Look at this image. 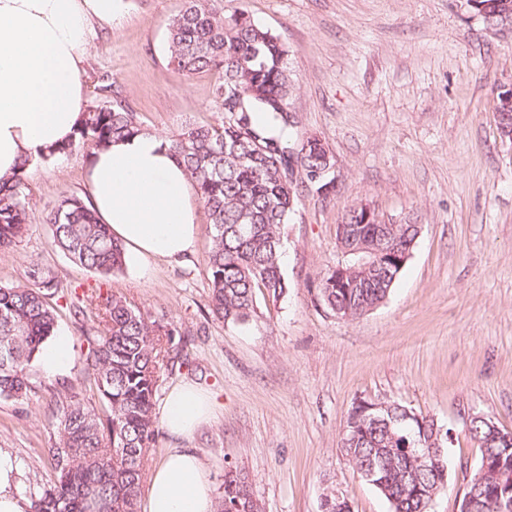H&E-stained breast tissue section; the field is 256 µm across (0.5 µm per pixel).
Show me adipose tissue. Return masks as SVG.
Wrapping results in <instances>:
<instances>
[{
	"label": "adipose tissue",
	"instance_id": "adipose-tissue-1",
	"mask_svg": "<svg viewBox=\"0 0 512 512\" xmlns=\"http://www.w3.org/2000/svg\"><path fill=\"white\" fill-rule=\"evenodd\" d=\"M125 8V0H0V180L73 137L87 110L90 33ZM84 181L99 222L123 243L127 259L145 267L193 250L194 184L163 136L142 132L95 151ZM210 412L208 397L184 384L167 395L161 423L183 438ZM144 512H213L208 471L195 449H172L153 467Z\"/></svg>",
	"mask_w": 512,
	"mask_h": 512
}]
</instances>
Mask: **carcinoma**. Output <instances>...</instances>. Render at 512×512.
Returning a JSON list of instances; mask_svg holds the SVG:
<instances>
[{
    "label": "carcinoma",
    "mask_w": 512,
    "mask_h": 512,
    "mask_svg": "<svg viewBox=\"0 0 512 512\" xmlns=\"http://www.w3.org/2000/svg\"><path fill=\"white\" fill-rule=\"evenodd\" d=\"M169 64L190 77L216 73L212 96L224 112V91L241 87L244 100L231 116L214 123L189 124L169 139L170 150L192 179L207 209L212 314L228 323L244 324L257 313L258 297L275 302L288 290L282 267V227L295 211L299 182L288 179L292 163L310 170L327 166L326 150L316 136L285 146L294 121L288 112L291 79L288 49L271 31L243 10L224 15L219 0H185L170 23ZM112 84L96 87L101 102L84 113L76 136L38 158L74 152L91 155L112 143L144 132L137 113L121 101L109 100ZM29 161L10 183H0V254L8 252L28 230ZM364 209L355 206L344 223L360 226L364 239L377 236V225L363 223ZM53 245L74 265L104 278L126 267L123 245L98 223L91 205L71 195L45 216ZM417 237L413 224H398L382 249L398 252ZM28 283L0 286V398L23 400L35 389V365L55 335L59 312L44 291L55 286V273L39 265L28 271ZM391 289L372 276L351 292L336 287V273L318 282V305L354 320L387 299ZM75 311L93 314L85 336L87 351L80 372L89 394L72 387L54 393L52 425L57 438L47 449L49 473L28 490L33 512H139L144 466L159 433L155 399L165 362L175 350L177 329L161 314L143 315L112 293L79 299ZM408 420L393 433L409 442L433 435L434 420ZM470 435L481 457L502 465L503 480L468 486L464 496L475 512H494L489 499L498 488L512 489V446L489 443L487 430L472 426ZM390 447L382 428L347 429L341 448L355 466L373 468L369 484L389 504V512H427L424 496L448 484V449L428 467L399 447ZM216 512H263L246 477L230 470Z\"/></svg>",
    "instance_id": "obj_1"
}]
</instances>
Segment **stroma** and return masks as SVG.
Masks as SVG:
<instances>
[{
    "instance_id": "obj_1",
    "label": "stroma",
    "mask_w": 512,
    "mask_h": 512,
    "mask_svg": "<svg viewBox=\"0 0 512 512\" xmlns=\"http://www.w3.org/2000/svg\"><path fill=\"white\" fill-rule=\"evenodd\" d=\"M128 3L123 18L91 35L88 98L109 78L145 127L166 137L218 119L214 75L185 77L169 64V24L184 0ZM237 9L287 47L296 131L318 136L333 156L335 191L301 188L284 227L287 294L259 302L244 324L212 316L202 207L189 259L107 279L73 265L53 249L43 217L63 197L85 196L88 158L32 165L31 223L0 255V285L25 282L31 264L51 267L57 288L47 300L60 304L57 332L73 350L68 368L43 373L29 399H0V451L17 467V489L45 480L56 438L50 386L75 380L92 326L67 304L99 288L177 324L160 396L189 383L214 403L192 437L159 432L148 465L171 448H193L215 497L233 468L264 512H321L330 493L351 512H389L340 439L356 402L395 401L452 432L448 489L428 512H460L480 461L470 416L512 432V140L494 109L512 85V26L489 24L468 0H224L225 13ZM361 203L422 231L387 300L344 320L318 306L314 290L320 274L346 263L336 226Z\"/></svg>"
}]
</instances>
